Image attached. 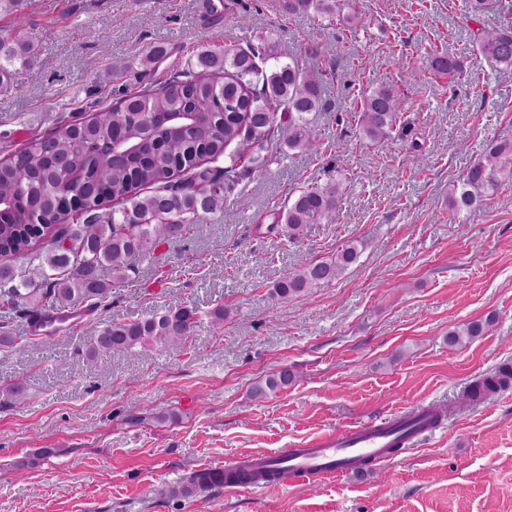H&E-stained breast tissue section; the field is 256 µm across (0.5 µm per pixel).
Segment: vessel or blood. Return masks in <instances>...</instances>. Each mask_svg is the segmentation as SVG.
<instances>
[{
	"instance_id": "b4317fda",
	"label": "vessel or blood",
	"mask_w": 512,
	"mask_h": 512,
	"mask_svg": "<svg viewBox=\"0 0 512 512\" xmlns=\"http://www.w3.org/2000/svg\"><path fill=\"white\" fill-rule=\"evenodd\" d=\"M436 427L423 408L397 411L385 418L358 422L334 432L309 439L303 447L285 448L275 453L239 456L230 467L245 471L246 479H225V464L209 466L215 478L224 479L225 489L268 488V481L255 478L257 469L268 465L283 468L278 483L282 486L306 485L316 481L356 473L364 463H377L388 458L389 448L398 438L415 444L423 434L434 433Z\"/></svg>"
}]
</instances>
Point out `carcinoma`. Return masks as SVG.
Wrapping results in <instances>:
<instances>
[{"label": "carcinoma", "instance_id": "cac0c4a2", "mask_svg": "<svg viewBox=\"0 0 512 512\" xmlns=\"http://www.w3.org/2000/svg\"><path fill=\"white\" fill-rule=\"evenodd\" d=\"M290 16H333L339 0H278ZM480 58L512 75V28L483 29ZM34 47L22 32L0 39V91L13 89L11 67L34 62ZM429 71L453 81L462 71L454 57L429 56ZM325 73L279 60L276 43L202 49L167 86L128 93L90 118L56 126L0 161V347L17 345L8 321L25 319L33 332L60 316L107 306L114 284L126 278L129 260L190 231L224 204L244 182L266 176L275 155H266L275 131L288 150L317 155L322 134L307 114L325 106ZM401 104L387 86L369 89L360 104V138H391ZM120 139L140 144L116 164L103 145ZM504 178L512 179V142H490L484 154L448 189V213L461 217L492 200ZM343 197V181L312 184L273 213L267 233L290 243L312 226L330 224ZM112 206H106V203ZM360 255L349 239L336 255L305 263L272 288L281 299L298 298L328 284ZM199 321L196 309L172 307L150 318L104 325L86 345L94 361L113 351L134 352L152 344L179 346ZM492 318L448 331V345L464 347ZM283 368L257 381L252 396L267 399L298 382ZM512 385V366L472 382L457 401L464 409L480 395Z\"/></svg>", "mask_w": 512, "mask_h": 512}]
</instances>
